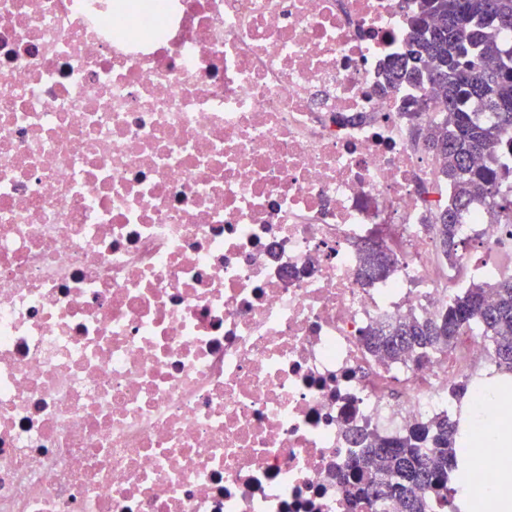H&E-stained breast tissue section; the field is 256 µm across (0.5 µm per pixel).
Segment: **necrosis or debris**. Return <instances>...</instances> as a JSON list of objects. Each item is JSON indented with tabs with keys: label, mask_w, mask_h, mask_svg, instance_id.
<instances>
[{
	"label": "necrosis or debris",
	"mask_w": 512,
	"mask_h": 512,
	"mask_svg": "<svg viewBox=\"0 0 512 512\" xmlns=\"http://www.w3.org/2000/svg\"><path fill=\"white\" fill-rule=\"evenodd\" d=\"M409 9L0 0V512H351L355 431L460 413L475 330L423 361L363 342L512 252L481 202L456 264L426 230L442 106L382 86ZM372 240L395 268L368 284ZM471 441L480 497L499 450Z\"/></svg>",
	"instance_id": "4bbe7bcc"
}]
</instances>
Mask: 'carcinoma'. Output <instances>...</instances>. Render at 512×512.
Instances as JSON below:
<instances>
[{"instance_id": "cac0c4a2", "label": "carcinoma", "mask_w": 512, "mask_h": 512, "mask_svg": "<svg viewBox=\"0 0 512 512\" xmlns=\"http://www.w3.org/2000/svg\"><path fill=\"white\" fill-rule=\"evenodd\" d=\"M407 54L384 72L388 87L428 85L446 104L442 122L420 131L443 161L440 178L452 188L448 206L431 225L440 253L455 260L465 242L458 224L483 200L494 222L512 224V0H414ZM393 258L378 243L361 250L358 274L371 282L391 272ZM475 327L492 345L496 366L512 371V275L472 282L435 317L379 322L365 336L378 356L399 361L420 352L446 354L455 337ZM462 433L446 415L412 425L393 439L366 442L341 475L350 503L371 512H428L434 497L458 512L448 490L460 470Z\"/></svg>"}]
</instances>
